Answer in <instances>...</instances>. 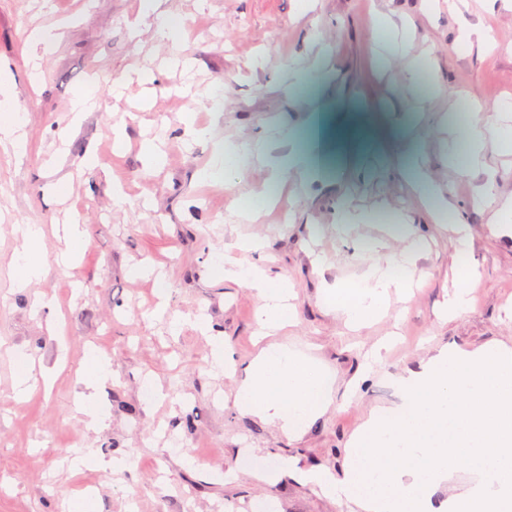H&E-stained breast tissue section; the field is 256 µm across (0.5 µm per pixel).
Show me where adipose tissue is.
<instances>
[{
  "instance_id": "1",
  "label": "adipose tissue",
  "mask_w": 512,
  "mask_h": 512,
  "mask_svg": "<svg viewBox=\"0 0 512 512\" xmlns=\"http://www.w3.org/2000/svg\"><path fill=\"white\" fill-rule=\"evenodd\" d=\"M16 232L24 242L18 285L27 287L42 275L46 262L41 255L42 230L35 224H19ZM224 276L253 288L259 299L256 323L261 335L281 328L288 319V290L284 281L263 275L256 266H228ZM410 278L407 266L392 262L370 267L356 287L339 288L332 298L348 323L358 324L377 316L392 288ZM235 402L243 413L259 417L295 433L299 426L321 415L332 402L331 379L307 357L281 345L262 348L239 382Z\"/></svg>"
}]
</instances>
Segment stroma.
I'll return each instance as SVG.
<instances>
[{
    "label": "stroma",
    "mask_w": 512,
    "mask_h": 512,
    "mask_svg": "<svg viewBox=\"0 0 512 512\" xmlns=\"http://www.w3.org/2000/svg\"><path fill=\"white\" fill-rule=\"evenodd\" d=\"M159 10L198 31L157 41L141 0H0V113L20 112L26 131L23 156L0 150V512L86 501L93 512H248L259 502L358 512L302 474L343 472L370 412L401 402L390 376L444 349L512 348V235L489 223L494 201L479 198L488 180L496 199L512 197V146H489L479 172L448 164L449 142L467 135L448 121L461 103L480 102L473 123L511 134L498 116L512 107V0L492 12L482 0L456 10L446 0H160ZM37 26L59 39L35 83L27 36ZM296 69L325 79L292 85ZM86 90L97 106L76 125L71 103ZM316 105L327 117L324 167L280 168L289 136L307 142ZM190 126L211 135L191 138ZM151 140L165 152L156 170L143 153ZM90 152L98 163L83 167ZM228 153L242 162L227 174ZM59 184L68 199L54 193ZM346 205L367 221L341 223ZM68 222L82 224L87 245L63 264ZM17 224L44 230L47 266L25 288ZM242 236L261 239L262 251H238ZM409 251L418 286L392 289L377 318L348 326L330 292ZM228 257L293 288V319L265 341L255 291L224 277ZM142 265L153 276H135ZM470 272L469 308L443 313ZM200 316L223 334L235 377L213 368ZM384 338L383 363L367 368ZM265 343L310 354L332 378L329 409L293 434L235 403ZM90 347L110 371L94 400L106 420L94 430L78 399ZM25 363L53 382L20 400ZM148 382L162 399L144 397ZM88 452L98 466L74 471ZM116 458L126 468L110 469ZM286 460L295 472L281 473Z\"/></svg>",
    "instance_id": "35a3bbf8"
}]
</instances>
